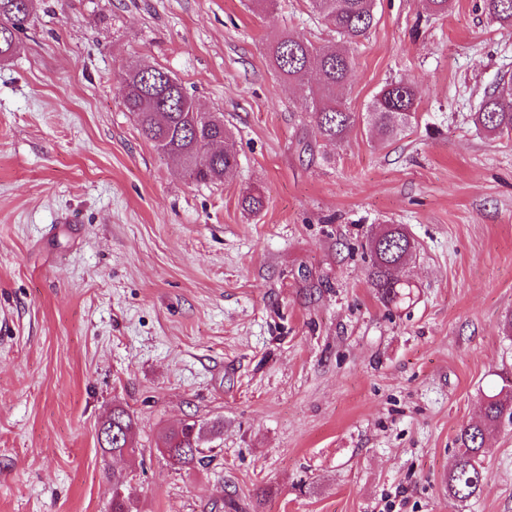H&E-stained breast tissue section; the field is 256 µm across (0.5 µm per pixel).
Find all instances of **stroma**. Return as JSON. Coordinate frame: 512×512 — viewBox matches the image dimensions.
Listing matches in <instances>:
<instances>
[{"mask_svg":"<svg viewBox=\"0 0 512 512\" xmlns=\"http://www.w3.org/2000/svg\"><path fill=\"white\" fill-rule=\"evenodd\" d=\"M376 13L343 98L362 112L402 80L419 107L339 147L266 56L282 31L335 43L307 0H37L0 65V512H111L116 473L138 512H512V415L485 433L482 491L446 488L461 429L512 387V139L471 122L512 29L482 0ZM134 61L223 115V182L142 136L115 90ZM385 224L417 245L405 305L368 281ZM116 404L132 459L97 442ZM188 418L224 422L207 467L159 452Z\"/></svg>","mask_w":512,"mask_h":512,"instance_id":"1","label":"stroma"}]
</instances>
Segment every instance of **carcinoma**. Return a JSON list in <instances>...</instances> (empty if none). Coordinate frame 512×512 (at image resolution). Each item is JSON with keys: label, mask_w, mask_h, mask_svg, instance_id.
Instances as JSON below:
<instances>
[{"label": "carcinoma", "mask_w": 512, "mask_h": 512, "mask_svg": "<svg viewBox=\"0 0 512 512\" xmlns=\"http://www.w3.org/2000/svg\"><path fill=\"white\" fill-rule=\"evenodd\" d=\"M36 0H0V62L10 61L19 50L17 33L34 11ZM312 11L332 25L341 40L336 47H321L286 31L273 36L267 46L271 67L301 92L316 137L334 144L346 141L349 132L363 122L380 140L396 137L415 117L418 92L404 81L386 84L373 98L367 112H353L340 97L355 60V49L376 24L375 0H309ZM483 11L501 28H512V0H482ZM118 95L132 113L142 134L155 150L177 160L183 171L198 183H221L238 166L237 153L224 121L210 112H196L194 101L182 82L157 66L132 63L118 81ZM473 123L491 136L512 135V74L503 73L498 87L486 94L473 114ZM242 211L254 216L264 207L261 193L246 189ZM368 280L381 302L399 304L410 298L411 285L402 269L416 250L415 240L399 224H387L368 239ZM512 405V391L486 397L484 422L492 424ZM112 433L122 440L103 451L131 458L136 455L127 440L134 416L125 408H112L107 419ZM224 422L213 420L209 430L195 422H183L163 437L162 454L181 468L204 467L211 461L210 443L222 439ZM484 429L467 425L460 431L459 448L448 470V495L465 501L477 495L486 475L478 463ZM129 490L112 496V512H134Z\"/></svg>", "instance_id": "obj_1"}]
</instances>
